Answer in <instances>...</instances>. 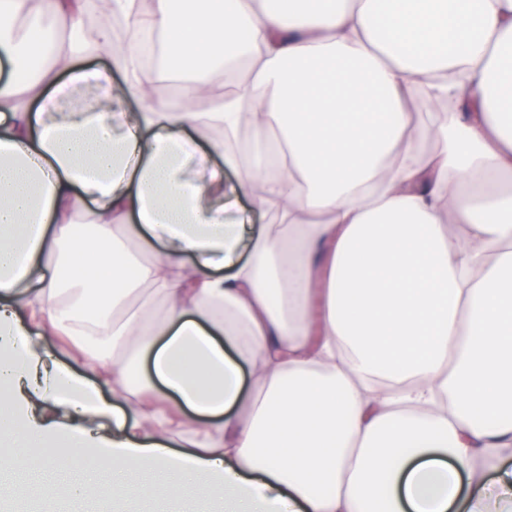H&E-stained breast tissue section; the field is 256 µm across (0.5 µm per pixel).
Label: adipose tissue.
I'll return each mask as SVG.
<instances>
[{
  "label": "adipose tissue",
  "mask_w": 512,
  "mask_h": 512,
  "mask_svg": "<svg viewBox=\"0 0 512 512\" xmlns=\"http://www.w3.org/2000/svg\"><path fill=\"white\" fill-rule=\"evenodd\" d=\"M112 7L122 45L76 0H0V474L61 434L99 449L112 512L135 471L165 474V512H512V0ZM150 42L180 106L139 72ZM244 52L242 94L193 109ZM87 83L108 111L70 106ZM200 140L236 185L185 178ZM218 193L275 223H225Z\"/></svg>",
  "instance_id": "obj_1"
}]
</instances>
